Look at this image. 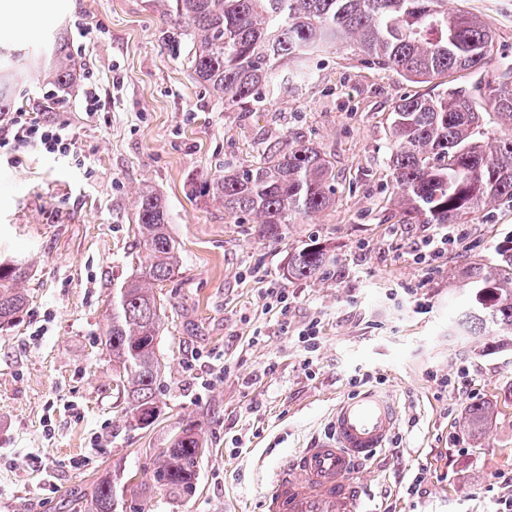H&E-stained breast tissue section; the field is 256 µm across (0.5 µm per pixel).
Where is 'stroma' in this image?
I'll use <instances>...</instances> for the list:
<instances>
[{
	"label": "stroma",
	"instance_id": "35a3bbf8",
	"mask_svg": "<svg viewBox=\"0 0 512 512\" xmlns=\"http://www.w3.org/2000/svg\"><path fill=\"white\" fill-rule=\"evenodd\" d=\"M171 0H34L0 12V48L19 54V109L70 121L78 159L27 150L0 157V255L28 260V303L0 331V512H72L73 495L104 473L133 478L136 512H261L275 468L321 437L352 378L391 390L403 417L363 478L371 512H497L512 497V347L461 332L470 302L463 267L496 264L512 236V203L490 201L457 224L458 241L421 263L435 230L403 222L390 167V114L399 99L437 83L407 81L367 63L353 42L312 62L288 91L262 90L259 106H227L196 81L187 40L173 38ZM496 33L494 55L512 60V0H448ZM91 25V36L77 34ZM65 32L81 69L92 70L101 108L79 107L80 86L51 92L32 58ZM297 141L314 143L336 175L334 206L288 227L276 244L252 221L192 198V180ZM165 200L181 244L159 350L161 414L130 426L99 336L113 288L145 261L136 242L141 190ZM325 241L334 263L314 280L286 278L288 255ZM278 288L288 310L265 311ZM320 330L311 369L298 332ZM447 387H440V379ZM492 410L473 439L467 406ZM202 428L206 453L196 492L172 498L150 469L176 426ZM423 479L410 497L406 484Z\"/></svg>",
	"mask_w": 512,
	"mask_h": 512
}]
</instances>
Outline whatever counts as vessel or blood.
I'll return each instance as SVG.
<instances>
[{"label": "vessel or blood", "mask_w": 512, "mask_h": 512, "mask_svg": "<svg viewBox=\"0 0 512 512\" xmlns=\"http://www.w3.org/2000/svg\"><path fill=\"white\" fill-rule=\"evenodd\" d=\"M399 418L391 393L369 388L344 397L328 433L282 460L262 512H363L360 471L388 447Z\"/></svg>", "instance_id": "b4317fda"}]
</instances>
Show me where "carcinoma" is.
Instances as JSON below:
<instances>
[{
  "label": "carcinoma",
  "instance_id": "carcinoma-1",
  "mask_svg": "<svg viewBox=\"0 0 512 512\" xmlns=\"http://www.w3.org/2000/svg\"><path fill=\"white\" fill-rule=\"evenodd\" d=\"M447 0H173L176 24L190 43L188 67L212 94L228 103H259V90H288L312 77L308 62L321 52L355 38L363 56L405 79L429 83L452 70L485 69L494 60L495 31L463 10L448 11ZM39 57L48 61L43 81L58 89L76 77V63L65 37L54 34ZM497 78L472 89L448 88L433 95L400 99L391 112L390 163L398 204L421 224H456L482 203L512 202V62L496 67ZM18 74L0 70V112L16 107L12 87ZM505 130L490 136L486 118ZM335 175L312 145L229 168L203 180L195 196L224 207L240 219L256 218L257 236L281 240L288 225L332 207ZM138 245L145 264L112 290L100 344L112 361V380L121 388L129 424L156 419L164 370L159 343L165 307L156 288L180 272L179 242L170 212L150 189L135 201ZM495 271L472 263L459 274L471 302L459 327L467 333L512 341V237L495 249ZM334 262L331 248L312 241L288 254L287 276L317 279ZM30 268L18 259H0V329L10 326L28 297ZM491 410L472 404L465 423L481 437ZM205 447L196 422L179 427L157 450L153 486L175 496L195 494ZM128 482L105 473L81 512H124Z\"/></svg>",
  "mask_w": 512,
  "mask_h": 512
}]
</instances>
